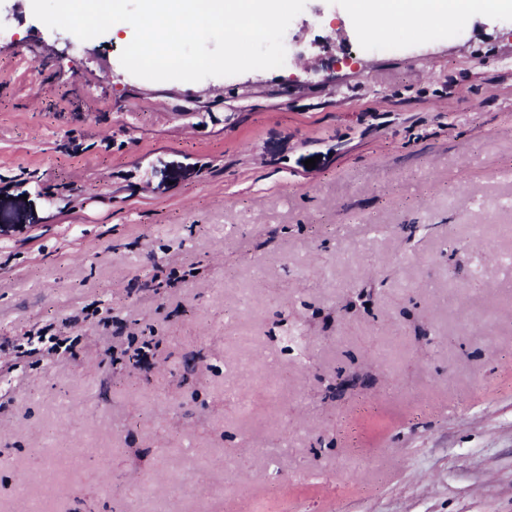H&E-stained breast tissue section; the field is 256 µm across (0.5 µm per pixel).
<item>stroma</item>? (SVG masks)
I'll return each mask as SVG.
<instances>
[{
  "instance_id": "35a3bbf8",
  "label": "stroma",
  "mask_w": 512,
  "mask_h": 512,
  "mask_svg": "<svg viewBox=\"0 0 512 512\" xmlns=\"http://www.w3.org/2000/svg\"><path fill=\"white\" fill-rule=\"evenodd\" d=\"M8 8L0 512H512V0L195 83Z\"/></svg>"
}]
</instances>
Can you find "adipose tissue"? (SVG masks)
<instances>
[{
	"mask_svg": "<svg viewBox=\"0 0 512 512\" xmlns=\"http://www.w3.org/2000/svg\"><path fill=\"white\" fill-rule=\"evenodd\" d=\"M466 4L464 0H455L453 6H446L444 0H431L430 4L420 8L416 13L408 15L404 11L392 8L368 9L363 0H355L352 16L360 27L365 30H390L399 25H411L427 30L433 26L442 15L457 18L462 16Z\"/></svg>",
	"mask_w": 512,
	"mask_h": 512,
	"instance_id": "ef3b65f1",
	"label": "adipose tissue"
}]
</instances>
